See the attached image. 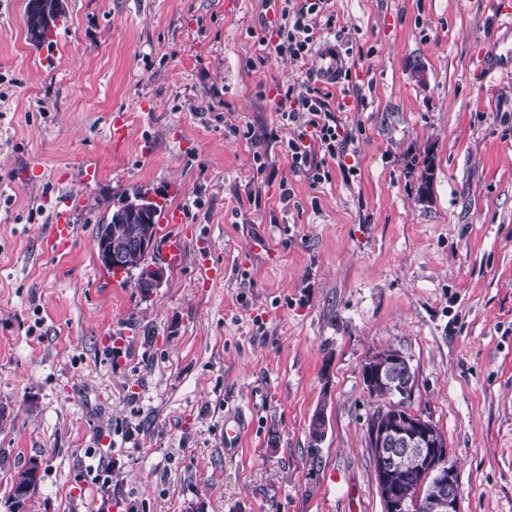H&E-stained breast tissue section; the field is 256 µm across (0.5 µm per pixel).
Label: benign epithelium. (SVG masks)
Listing matches in <instances>:
<instances>
[{"mask_svg": "<svg viewBox=\"0 0 512 512\" xmlns=\"http://www.w3.org/2000/svg\"><path fill=\"white\" fill-rule=\"evenodd\" d=\"M149 202L151 198L144 196L115 204L113 222L127 225L126 233L117 238L103 230L98 240L99 260L112 271L125 272L132 254L151 249V225L146 221ZM164 280L165 269L150 266L145 292L159 288ZM362 375L370 391L381 390L400 401L396 406L377 409L367 430V447L384 512H460L459 482L449 461L447 442L428 417L407 406L416 385L409 360L396 349L375 353L365 360ZM408 458L414 461L417 478L403 488L395 473Z\"/></svg>", "mask_w": 512, "mask_h": 512, "instance_id": "7a95c632", "label": "benign epithelium"}]
</instances>
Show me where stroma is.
<instances>
[{"instance_id": "stroma-1", "label": "stroma", "mask_w": 512, "mask_h": 512, "mask_svg": "<svg viewBox=\"0 0 512 512\" xmlns=\"http://www.w3.org/2000/svg\"><path fill=\"white\" fill-rule=\"evenodd\" d=\"M64 3L47 65L0 0V512L33 457L28 512H383L362 365L386 347L462 512H512V0H328L350 139L320 184L277 112L313 72L257 64L262 0ZM134 191L185 238L149 294L97 255ZM64 206H59L51 224V241L56 252H61L73 244L74 224H72V213L70 201H65ZM315 415L317 416L319 428L315 435V431L313 430L314 422L313 417L308 426V437H309V456L311 458L312 465L314 466L315 460L319 457L320 446L314 443L316 437V443H321L324 441L326 437V418H325V408L320 407L316 410Z\"/></svg>"}]
</instances>
